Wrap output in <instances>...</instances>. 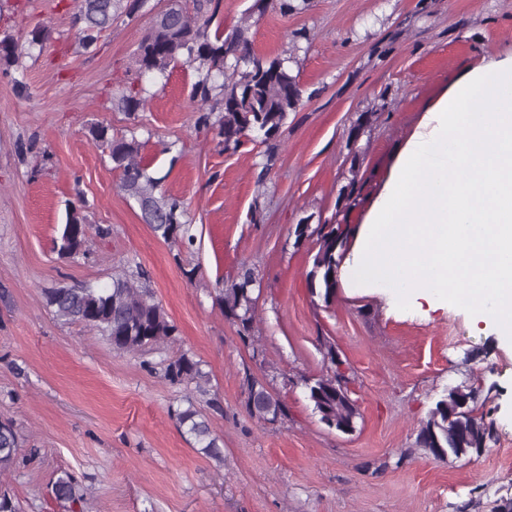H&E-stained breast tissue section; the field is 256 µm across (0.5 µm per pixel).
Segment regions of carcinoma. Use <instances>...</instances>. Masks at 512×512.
I'll return each instance as SVG.
<instances>
[{"label": "carcinoma", "instance_id": "carcinoma-1", "mask_svg": "<svg viewBox=\"0 0 512 512\" xmlns=\"http://www.w3.org/2000/svg\"><path fill=\"white\" fill-rule=\"evenodd\" d=\"M84 5L74 17L81 25V44L93 46L112 22L134 13V0H83ZM220 13V0H189L175 2L157 18L144 36L135 61L137 74L143 71L164 73L179 62L195 66L198 79L192 95L201 103L214 102L219 110L216 121L209 115L198 119L203 129L217 131L224 150L235 151L251 137L267 146L264 169L274 159L276 139L288 119L302 102L298 76L288 66L289 57L267 58L256 53L248 38V27L237 25L231 30L214 24ZM125 112L135 113L144 108L142 89L128 88L119 97ZM375 120V113L362 112L347 131V146H354ZM96 146L106 153L121 173V186L135 197L153 231L165 240L194 243L191 225L182 222L184 209L176 198H157L154 192L158 181L146 173L137 160L138 144L124 137H114L106 126L92 130ZM352 178L341 188L338 202L342 203L344 219L335 224H319L310 228L298 224L295 236L303 240L317 236L318 250L312 267L306 274L310 293L329 300L336 288V273L340 260L355 232V225L346 216L358 204L361 185L358 173L360 155L350 154ZM89 225L81 208L72 206L54 240V248L62 258L85 254ZM143 273L121 269L112 275V284L104 288L90 285H71L53 288L45 294L46 306L63 321L81 323L105 336L112 348L126 353H138L151 346L163 344L176 333L162 306L150 291L139 285ZM257 283L254 269L244 265L237 278L218 289L215 302L225 317L237 325L239 337H251L255 321L256 299L252 297ZM166 376L173 383L207 381L202 364L186 354L170 363ZM336 371L307 379L308 400L313 410L341 432L355 429L360 417L357 400L337 387ZM245 402L249 417L275 422L288 416L286 404L255 378L247 379ZM479 390L473 386H457L435 403L422 423L417 447L437 460L450 455L461 457L481 454L495 440L493 421L477 414ZM179 426L186 428L199 452L214 460L223 457L219 440L212 435L205 416L194 406L175 413ZM20 450L19 435L13 423L0 420V476L11 473ZM52 492L59 502L81 503L86 493L67 471L53 482Z\"/></svg>", "mask_w": 512, "mask_h": 512}]
</instances>
